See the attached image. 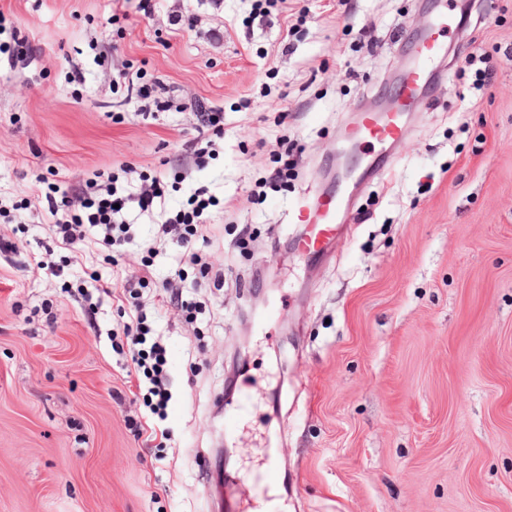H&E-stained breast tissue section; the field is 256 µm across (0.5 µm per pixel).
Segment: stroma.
Returning <instances> with one entry per match:
<instances>
[{"label": "stroma", "instance_id": "obj_1", "mask_svg": "<svg viewBox=\"0 0 512 512\" xmlns=\"http://www.w3.org/2000/svg\"><path fill=\"white\" fill-rule=\"evenodd\" d=\"M251 4L0 0V40L32 46L0 57V512H234L272 442L278 512H512V0H457L394 174L341 184L350 221L319 259L294 207L406 72L399 35L432 0ZM473 51L495 65L481 90ZM139 78L185 111L138 115ZM213 107L224 137L198 167L185 149ZM284 151L294 177L257 190ZM114 172L161 177L166 211L218 199L195 244L208 274L135 207L122 247L56 242L48 184ZM258 294L275 322L254 323ZM138 314L166 350L162 419L125 345Z\"/></svg>", "mask_w": 512, "mask_h": 512}]
</instances>
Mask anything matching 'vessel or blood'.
Instances as JSON below:
<instances>
[{"instance_id": "vessel-or-blood-1", "label": "vessel or blood", "mask_w": 512, "mask_h": 512, "mask_svg": "<svg viewBox=\"0 0 512 512\" xmlns=\"http://www.w3.org/2000/svg\"><path fill=\"white\" fill-rule=\"evenodd\" d=\"M452 4L453 0H436L432 32L416 45L413 65L402 77L399 85V113L383 120L370 115L363 116L360 124L351 132L356 140L381 146L382 151L376 164L378 172L389 170L394 161L393 154L386 150L387 145L399 141L407 132L403 111L417 103L433 74L435 64L448 53L441 35L449 26ZM296 219L308 227L301 243L302 251L312 257L322 255L339 229L342 219L340 202L335 193H325L317 204L298 207ZM280 478L279 451L275 448L266 449L265 462L257 479L258 498H266L269 490L278 484Z\"/></svg>"}]
</instances>
